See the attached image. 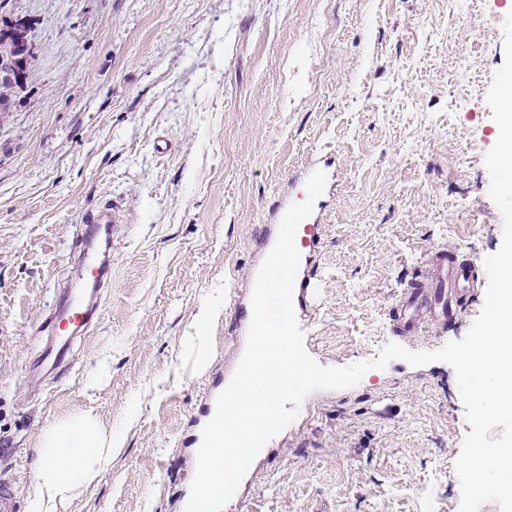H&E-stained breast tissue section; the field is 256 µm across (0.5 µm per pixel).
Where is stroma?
Segmentation results:
<instances>
[{
	"instance_id": "35a3bbf8",
	"label": "stroma",
	"mask_w": 512,
	"mask_h": 512,
	"mask_svg": "<svg viewBox=\"0 0 512 512\" xmlns=\"http://www.w3.org/2000/svg\"><path fill=\"white\" fill-rule=\"evenodd\" d=\"M512 0H9L37 54L0 114V479L28 512L45 432L83 414L122 445L56 512H181L186 443L237 356L231 305L252 285L260 227L318 153L334 154L312 275L297 312L320 365L387 343L462 339L484 290L447 328L402 337L392 309L447 251L486 278L502 243L486 103ZM122 222L102 315L66 373L31 374L72 275L79 219ZM218 311L204 327L195 316ZM471 427L444 362L395 360L317 390L223 512H459Z\"/></svg>"
}]
</instances>
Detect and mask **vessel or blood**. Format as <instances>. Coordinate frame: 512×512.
Listing matches in <instances>:
<instances>
[{
  "label": "vessel or blood",
  "mask_w": 512,
  "mask_h": 512,
  "mask_svg": "<svg viewBox=\"0 0 512 512\" xmlns=\"http://www.w3.org/2000/svg\"><path fill=\"white\" fill-rule=\"evenodd\" d=\"M323 171L327 190H334L337 172L334 157L317 155L305 168L306 173ZM323 201H316L312 213L302 220V261H309L317 252L323 221ZM84 223L103 225L112 232L121 221V214L111 201L99 202L88 212ZM75 287L64 289L53 304L47 331L49 336L32 368L35 371H57L66 365L67 353L76 338L84 336L100 312L101 293L111 283L108 249L86 240L79 256ZM475 286V267L469 262H455L447 254H435L429 261L424 280L409 285L394 307V330L402 336L416 335L424 324L438 326L450 322L463 297Z\"/></svg>",
  "instance_id": "1"
}]
</instances>
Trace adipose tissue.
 <instances>
[{
    "mask_svg": "<svg viewBox=\"0 0 512 512\" xmlns=\"http://www.w3.org/2000/svg\"><path fill=\"white\" fill-rule=\"evenodd\" d=\"M115 445L91 415L52 426L38 450L33 512H55L57 504L94 482L110 464Z\"/></svg>",
    "mask_w": 512,
    "mask_h": 512,
    "instance_id": "adipose-tissue-1",
    "label": "adipose tissue"
}]
</instances>
